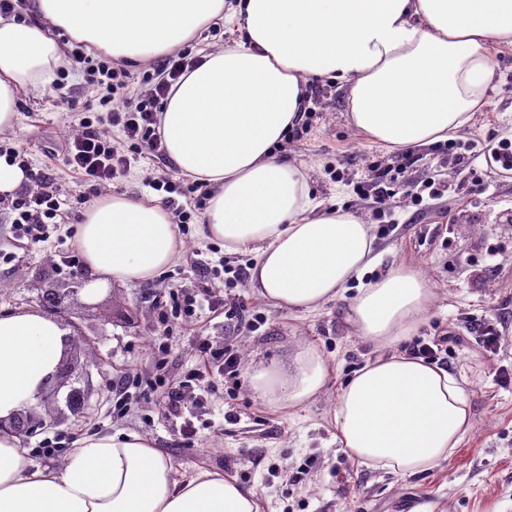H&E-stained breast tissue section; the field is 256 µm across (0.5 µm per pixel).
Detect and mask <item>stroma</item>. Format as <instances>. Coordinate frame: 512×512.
Here are the masks:
<instances>
[{"mask_svg":"<svg viewBox=\"0 0 512 512\" xmlns=\"http://www.w3.org/2000/svg\"><path fill=\"white\" fill-rule=\"evenodd\" d=\"M317 87L307 127L289 131L275 151L306 166L323 209L354 212L370 224L379 256L372 277L407 264L428 280L434 306L412 339L437 344L441 367L466 380L472 428L455 455L402 478L362 466L339 448L329 419L340 386L382 348L350 333L346 299L299 314L260 298L249 279H231L229 269L252 267L255 254L204 239L202 213L182 225L184 251L153 281L113 285L94 309L84 295H69L85 266H66L61 255L75 250L76 226L96 200L109 192L148 195L152 183L168 181L180 203L192 206L202 196L169 157L146 150L105 189L69 171L62 145L100 109L98 92L77 65L64 94H21L18 127L0 133V145L26 149L33 170H51L63 201L49 239L34 242L18 237L11 201L0 199V311L32 310L42 290L57 289L68 294L71 317L93 344V361L79 372L86 413L28 441L36 465L60 463L80 435L135 432L180 470L221 471L254 488L261 512H400L416 496L423 500L416 512H512V170L490 176L485 162L500 143L512 142V48L495 54L485 105L468 128L407 152L371 145L357 133L338 83ZM459 156L473 169L462 180L452 175ZM380 171L390 187L383 205L373 188ZM204 294L217 309L185 315L188 302ZM489 319L500 330L491 353L475 327ZM204 344L215 358L198 382L191 374ZM307 344L329 369L320 395L295 409L259 399L250 366L289 361ZM228 350L240 360L239 375L222 369ZM159 362L170 382L183 386L182 416L170 415L154 388ZM117 379L125 391L118 403L111 386ZM187 419L195 427L190 437L181 432Z\"/></svg>","mask_w":512,"mask_h":512,"instance_id":"obj_1","label":"stroma"}]
</instances>
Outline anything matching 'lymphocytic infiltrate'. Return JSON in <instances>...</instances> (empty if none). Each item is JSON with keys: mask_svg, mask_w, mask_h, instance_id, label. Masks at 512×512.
Wrapping results in <instances>:
<instances>
[{"mask_svg": "<svg viewBox=\"0 0 512 512\" xmlns=\"http://www.w3.org/2000/svg\"><path fill=\"white\" fill-rule=\"evenodd\" d=\"M70 54L83 63L87 83L100 91L104 112L95 119L83 120L80 132L66 140L69 169L83 180L99 185L111 183L126 172L131 157L104 134L102 127L106 124L122 127L132 146L143 147L158 156L165 155L159 132L160 106L173 83L198 64V57L186 48L166 57L160 69L145 74V90L131 96L127 93L125 70L113 66L111 58L88 54L79 44ZM29 180L31 189L17 194L13 202L14 222L25 234L43 238L61 202L49 173L30 174Z\"/></svg>", "mask_w": 512, "mask_h": 512, "instance_id": "f902f5d3", "label": "lymphocytic infiltrate"}]
</instances>
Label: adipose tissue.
I'll return each instance as SVG.
<instances>
[{
	"label": "adipose tissue",
	"mask_w": 512,
	"mask_h": 512,
	"mask_svg": "<svg viewBox=\"0 0 512 512\" xmlns=\"http://www.w3.org/2000/svg\"><path fill=\"white\" fill-rule=\"evenodd\" d=\"M0 15V131L19 123V94L42 91L74 62L61 30L137 65L176 52L223 23L233 35L183 75L162 105L160 131L180 174L210 189L203 235L253 248L251 284L298 313L347 298L353 334L387 348L341 387L332 424L355 461L402 477L447 462L471 429L462 382L400 351L433 308L419 270L399 265L373 282L370 226L319 212L300 164L274 152L304 106L310 82L346 90L351 125L373 145L407 151L447 139L483 104L493 51L512 48V0H22ZM76 243L90 282L149 281L180 254L170 212L154 198L109 194L89 206ZM345 297V296H344ZM67 331L37 312L0 317V418L32 404L62 359ZM328 376L311 345L290 365L255 368L253 392L270 405L313 401ZM258 495L219 472L179 471L139 434L76 438L56 468L0 435V512H259Z\"/></svg>",
	"instance_id": "1"
}]
</instances>
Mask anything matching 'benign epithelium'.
Returning a JSON list of instances; mask_svg holds the SVG:
<instances>
[{"label":"benign epithelium","mask_w":512,"mask_h":512,"mask_svg":"<svg viewBox=\"0 0 512 512\" xmlns=\"http://www.w3.org/2000/svg\"><path fill=\"white\" fill-rule=\"evenodd\" d=\"M64 299L65 295L54 289H46L36 298V306L39 311L60 321L62 326L72 329V333L67 337L68 346L62 360L55 372L46 379V383L43 384L37 396V399L44 405L45 411L51 416L61 413V410L52 406V402L55 395L66 386L69 387V390L65 395V406L72 414L82 413L86 405L84 390L71 387L69 383L76 368L81 364V358L87 357L85 347L88 346V343L83 338L79 326L71 320ZM45 427L46 421L31 405L23 407L7 419H0V432L17 438L21 444L26 443Z\"/></svg>","instance_id":"obj_1"}]
</instances>
